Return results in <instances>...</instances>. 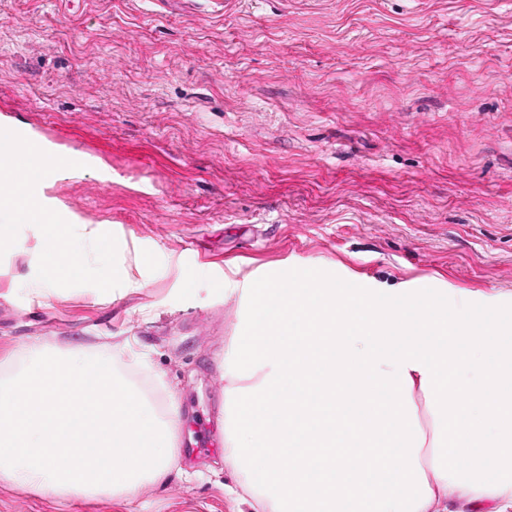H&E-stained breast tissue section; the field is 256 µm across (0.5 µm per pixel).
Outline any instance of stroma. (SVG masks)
Listing matches in <instances>:
<instances>
[{"instance_id": "stroma-1", "label": "stroma", "mask_w": 512, "mask_h": 512, "mask_svg": "<svg viewBox=\"0 0 512 512\" xmlns=\"http://www.w3.org/2000/svg\"><path fill=\"white\" fill-rule=\"evenodd\" d=\"M0 123L85 158L49 201L141 284L34 295L45 239L24 225L0 366L108 357L181 413L180 469L136 503L0 483V512H232L227 273L512 296V0H0Z\"/></svg>"}]
</instances>
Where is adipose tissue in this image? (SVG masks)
<instances>
[{
	"mask_svg": "<svg viewBox=\"0 0 512 512\" xmlns=\"http://www.w3.org/2000/svg\"><path fill=\"white\" fill-rule=\"evenodd\" d=\"M224 350V464L244 512H512V328L492 294L350 287L312 264L239 282ZM480 370L484 385L458 378ZM347 375L351 392L338 386ZM427 423H420V411ZM479 421L485 458L456 456ZM166 417L111 360L48 356L0 387V482L43 497L137 500L177 467ZM365 447L361 471L345 453Z\"/></svg>",
	"mask_w": 512,
	"mask_h": 512,
	"instance_id": "obj_1",
	"label": "adipose tissue"
}]
</instances>
